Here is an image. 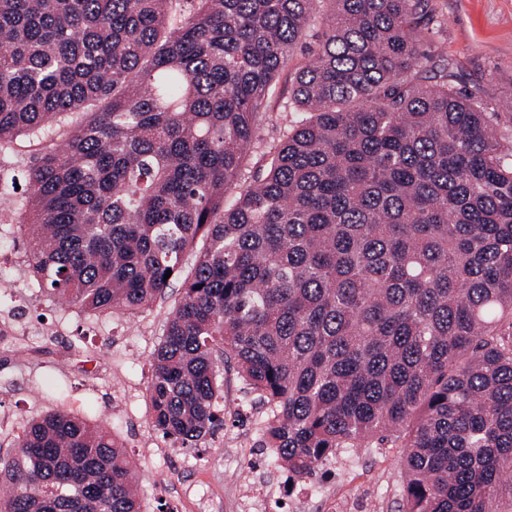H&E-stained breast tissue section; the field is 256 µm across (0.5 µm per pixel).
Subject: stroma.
<instances>
[{
    "label": "stroma",
    "instance_id": "35a3bbf8",
    "mask_svg": "<svg viewBox=\"0 0 512 512\" xmlns=\"http://www.w3.org/2000/svg\"><path fill=\"white\" fill-rule=\"evenodd\" d=\"M432 48L452 62L457 86H483L500 137L512 142V0H430ZM290 76L272 86L269 110L241 177L251 180L256 164L279 145L290 119ZM75 113L54 124L47 139L18 138L0 149V172L21 175L38 152L60 143L84 121ZM27 262L25 228L14 208L0 207V327L17 340L0 348V447L8 448L31 419L64 408L102 425L126 448L147 512H244V490L255 483L262 501L284 496L288 471L260 446L267 405L234 368L224 371L219 401L224 425L195 448L162 437L154 428L147 387L151 355L181 296L174 282L164 298L133 313L86 312L34 288ZM358 462L326 489V496L368 498V512H400L403 450L353 448Z\"/></svg>",
    "mask_w": 512,
    "mask_h": 512
}]
</instances>
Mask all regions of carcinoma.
<instances>
[{
	"instance_id": "obj_1",
	"label": "carcinoma",
	"mask_w": 512,
	"mask_h": 512,
	"mask_svg": "<svg viewBox=\"0 0 512 512\" xmlns=\"http://www.w3.org/2000/svg\"><path fill=\"white\" fill-rule=\"evenodd\" d=\"M178 2L0 0V148L91 114L33 159L26 196L0 178L38 288L143 309L201 240L153 353L158 431L193 448L219 428L233 363L292 477L394 438L404 512H500L512 145L428 50L429 0ZM299 46L313 61L292 69ZM287 68L294 118L244 183ZM132 478L108 429L58 409L0 455V512H145Z\"/></svg>"
}]
</instances>
